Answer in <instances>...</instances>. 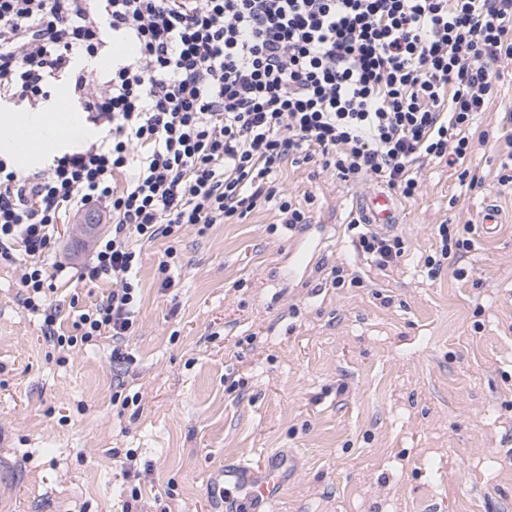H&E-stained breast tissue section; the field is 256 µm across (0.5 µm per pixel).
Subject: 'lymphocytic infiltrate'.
Returning <instances> with one entry per match:
<instances>
[{
  "label": "lymphocytic infiltrate",
  "mask_w": 512,
  "mask_h": 512,
  "mask_svg": "<svg viewBox=\"0 0 512 512\" xmlns=\"http://www.w3.org/2000/svg\"><path fill=\"white\" fill-rule=\"evenodd\" d=\"M111 37L132 55L108 59ZM511 58L512 0H0V104L41 110L64 86L99 131L37 168L0 157V259L19 262L22 303L59 352L109 338L113 364L128 363L136 242L203 235L266 204L302 232L316 197L277 189L290 162L413 198L420 163L466 165L492 137L474 120ZM90 209L111 225L79 278L111 288L68 335L47 301L71 272L58 226ZM349 226L380 267L405 252ZM438 234L432 277L473 246L470 225Z\"/></svg>",
  "instance_id": "f902f5d3"
}]
</instances>
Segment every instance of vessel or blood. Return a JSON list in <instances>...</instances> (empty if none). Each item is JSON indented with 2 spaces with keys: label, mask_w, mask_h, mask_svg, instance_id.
I'll return each instance as SVG.
<instances>
[{
  "label": "vessel or blood",
  "mask_w": 512,
  "mask_h": 512,
  "mask_svg": "<svg viewBox=\"0 0 512 512\" xmlns=\"http://www.w3.org/2000/svg\"><path fill=\"white\" fill-rule=\"evenodd\" d=\"M11 138L25 151L40 153L47 141L30 125L20 124ZM363 223L374 231L387 233L400 222V209L393 193L377 188L359 205ZM512 222L494 199H486L476 214L482 237H494L503 224ZM299 469L296 455L274 451L259 462L241 458L213 467L206 484L209 512H267L268 507L287 494Z\"/></svg>",
  "instance_id": "b4317fda"
}]
</instances>
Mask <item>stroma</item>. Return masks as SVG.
Wrapping results in <instances>:
<instances>
[{
    "label": "stroma",
    "instance_id": "obj_1",
    "mask_svg": "<svg viewBox=\"0 0 512 512\" xmlns=\"http://www.w3.org/2000/svg\"><path fill=\"white\" fill-rule=\"evenodd\" d=\"M501 159L498 143L475 151L473 190L458 167L421 166L394 230L406 252L384 269L347 229L369 187L291 164L279 187L317 197V257L295 279L297 237L267 206L203 236L139 242L121 372L108 339L61 358L18 298L17 266L0 261V512H122L134 486V512H208L211 468L277 449L300 467L268 512H512V223L474 236L436 278L424 264L441 222L474 223L489 197L512 209ZM59 230L60 258L78 268L105 227L78 216ZM170 246L183 268L167 290ZM335 265L352 282L328 284ZM117 390L138 402L113 405Z\"/></svg>",
    "mask_w": 512,
    "mask_h": 512
}]
</instances>
